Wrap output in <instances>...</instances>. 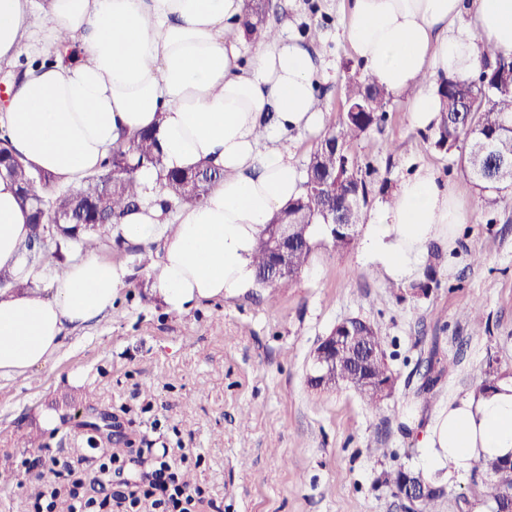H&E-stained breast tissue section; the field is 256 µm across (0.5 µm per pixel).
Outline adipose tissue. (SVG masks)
Masks as SVG:
<instances>
[{"mask_svg":"<svg viewBox=\"0 0 512 512\" xmlns=\"http://www.w3.org/2000/svg\"><path fill=\"white\" fill-rule=\"evenodd\" d=\"M474 30L453 31L464 0H350L344 31L366 74L394 95L412 93L417 127L439 121L441 105L424 79L470 78L478 40L512 52V0H474ZM244 0H0V64L32 38L44 58L10 93L4 126L31 167L80 187L101 170L121 136L153 127L169 168L212 164L223 180L207 199L168 214L128 213L113 233L160 243L150 269L153 296L185 314L204 300L255 287L261 230L300 191L283 133L318 126V82L307 50L280 37L242 62ZM69 38L73 52L59 57ZM16 188L0 178V269L25 275L20 245L30 233ZM464 216L453 188L418 169L391 205L369 221L363 241L395 280L410 277L433 242L455 237ZM128 270L89 255L53 290L0 292V378L44 366L66 327L109 313ZM512 454V383L450 404L436 421L426 458L454 483L480 458Z\"/></svg>","mask_w":512,"mask_h":512,"instance_id":"obj_1","label":"adipose tissue"}]
</instances>
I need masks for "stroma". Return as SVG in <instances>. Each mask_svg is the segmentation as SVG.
Returning a JSON list of instances; mask_svg holds the SVG:
<instances>
[{
	"mask_svg": "<svg viewBox=\"0 0 512 512\" xmlns=\"http://www.w3.org/2000/svg\"><path fill=\"white\" fill-rule=\"evenodd\" d=\"M348 0H279L268 22L303 40L317 59L323 123L290 132L288 149L303 169L319 138L342 113L344 87L364 71L344 35ZM436 131L414 125L408 96H392L387 119L352 148L371 165L374 215L403 178L433 169L452 185L465 223L449 244L435 245L412 280H393L363 251L366 225L353 245L334 250L326 229L314 238L309 266L289 287H257L202 302L189 314L166 311L148 289L139 245L109 236L99 259L124 264L129 275L111 313L68 331L45 367L0 379V512H36L41 472L68 462L80 495L108 498L106 512H153L129 506L119 479L102 475V452L82 441L79 422L108 412L126 441L112 449L124 459L151 448L180 459L178 478L193 476L189 512H404L383 482L400 467L425 470L426 441L449 404L474 394L489 363L512 379V191L485 200L460 168L458 150L434 145ZM481 265H474V257ZM477 308L479 322L466 319ZM370 321L385 341L397 391L379 409L350 389L308 384L312 351L342 320ZM445 372L420 394L431 346ZM86 375L75 387L73 370ZM97 398L80 405L84 389ZM58 423L39 448L17 439L39 429V414ZM481 473L444 485L438 512H491Z\"/></svg>",
	"mask_w": 512,
	"mask_h": 512,
	"instance_id": "obj_1",
	"label": "stroma"
}]
</instances>
